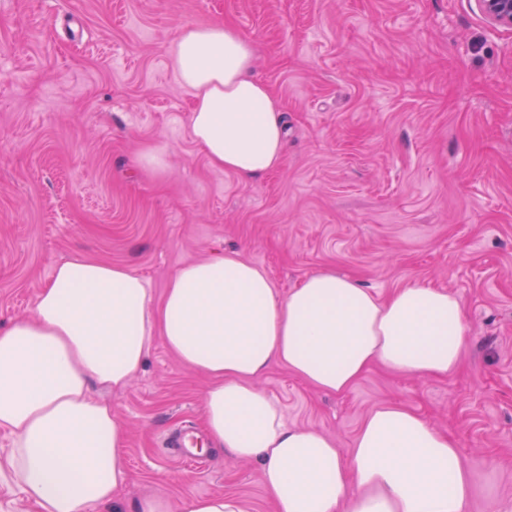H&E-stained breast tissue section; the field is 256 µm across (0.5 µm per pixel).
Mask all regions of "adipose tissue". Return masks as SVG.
Here are the masks:
<instances>
[{"instance_id": "ef3b65f1", "label": "adipose tissue", "mask_w": 512, "mask_h": 512, "mask_svg": "<svg viewBox=\"0 0 512 512\" xmlns=\"http://www.w3.org/2000/svg\"><path fill=\"white\" fill-rule=\"evenodd\" d=\"M169 53L208 162L244 182L277 168L286 126L253 73L252 41L223 23L187 24ZM467 335L459 300L424 284L381 299L325 270L283 295L263 269L226 252L181 267L156 295L128 268L75 254L55 266L31 315L0 325L7 465L35 512H125L127 430L92 388H125L159 339L206 377L209 441L259 463L276 512H465L471 474L457 442L412 409L373 408L345 454L320 431L288 426L255 381L275 364L333 394L376 364L448 377ZM134 512L244 510L220 494L148 496Z\"/></svg>"}]
</instances>
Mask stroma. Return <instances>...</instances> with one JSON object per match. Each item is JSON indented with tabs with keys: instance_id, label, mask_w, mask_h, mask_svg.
<instances>
[{
	"instance_id": "obj_1",
	"label": "stroma",
	"mask_w": 512,
	"mask_h": 512,
	"mask_svg": "<svg viewBox=\"0 0 512 512\" xmlns=\"http://www.w3.org/2000/svg\"><path fill=\"white\" fill-rule=\"evenodd\" d=\"M212 22L252 40L288 124L283 164L246 183L191 139L168 54L178 26ZM148 146L168 151L165 172L134 166ZM224 250L283 294L332 270L381 298L414 283L456 296L469 335L453 376L375 366L336 395L276 366L257 385L345 453L372 408L409 407L457 440L467 512H512V31L477 0H0V324L76 253L158 294ZM204 386L157 340L106 393L129 428L120 498L231 494L273 512L257 463L172 460L166 436L205 434Z\"/></svg>"
}]
</instances>
